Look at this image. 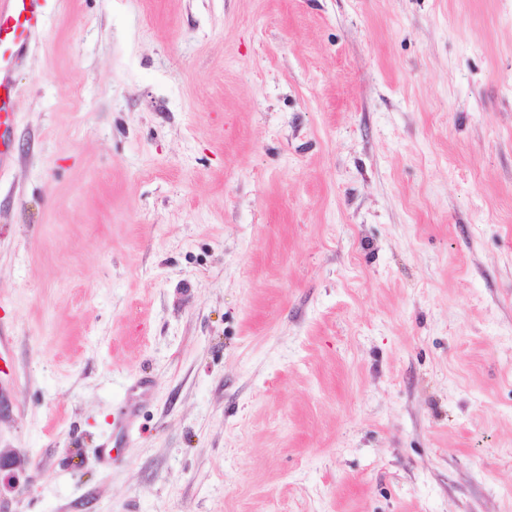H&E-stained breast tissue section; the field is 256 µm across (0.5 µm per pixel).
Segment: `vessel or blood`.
Here are the masks:
<instances>
[{"label": "vessel or blood", "instance_id": "b4317fda", "mask_svg": "<svg viewBox=\"0 0 512 512\" xmlns=\"http://www.w3.org/2000/svg\"><path fill=\"white\" fill-rule=\"evenodd\" d=\"M41 17V0H0V168L12 163L13 156L3 134L11 114L13 66L26 50Z\"/></svg>", "mask_w": 512, "mask_h": 512}]
</instances>
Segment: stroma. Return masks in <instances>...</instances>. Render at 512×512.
I'll use <instances>...</instances> for the list:
<instances>
[{"mask_svg":"<svg viewBox=\"0 0 512 512\" xmlns=\"http://www.w3.org/2000/svg\"><path fill=\"white\" fill-rule=\"evenodd\" d=\"M6 137L0 512H512V0H42Z\"/></svg>","mask_w":512,"mask_h":512,"instance_id":"stroma-1","label":"stroma"}]
</instances>
